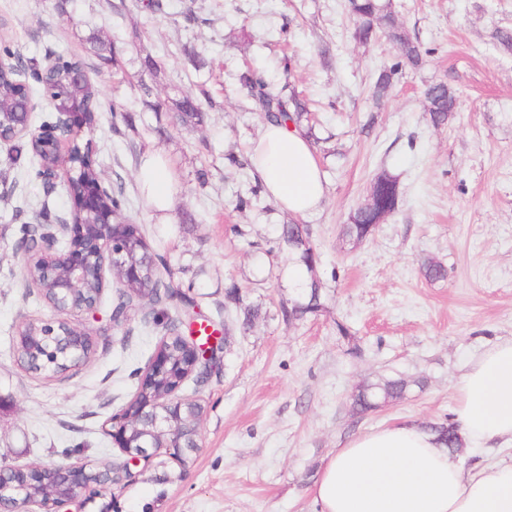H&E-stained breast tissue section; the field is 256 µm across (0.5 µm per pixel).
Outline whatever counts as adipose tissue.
Listing matches in <instances>:
<instances>
[{
    "label": "adipose tissue",
    "mask_w": 512,
    "mask_h": 512,
    "mask_svg": "<svg viewBox=\"0 0 512 512\" xmlns=\"http://www.w3.org/2000/svg\"><path fill=\"white\" fill-rule=\"evenodd\" d=\"M250 160L269 195L303 215L326 188L307 137L265 123ZM156 223L170 221L174 189L161 155L148 154L137 175ZM455 420L467 447H512V339L485 350L456 384ZM319 512H512V463L464 469L458 454L425 426L402 421L336 449L308 489Z\"/></svg>",
    "instance_id": "obj_1"
}]
</instances>
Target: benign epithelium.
Returning <instances> with one entry per match:
<instances>
[{
	"label": "benign epithelium",
	"instance_id": "obj_1",
	"mask_svg": "<svg viewBox=\"0 0 512 512\" xmlns=\"http://www.w3.org/2000/svg\"><path fill=\"white\" fill-rule=\"evenodd\" d=\"M94 113L84 110L68 109L56 112L55 121L35 131L25 127L31 136L43 139L50 146L57 147V163L46 173L44 181L48 191H54L61 185L66 190L80 182L81 173L61 141V129H68L78 135H86L85 154H94L92 130ZM105 189L102 185L90 187L81 195L80 219L66 225L70 231V246L65 251L58 248L59 238L51 232L40 231L41 243L36 257L40 258L43 270L53 276L55 281L54 300L51 307L58 312L73 315L89 313L97 304L77 301L76 291L85 282L96 281L105 284V269H110L121 284L131 280L140 284L137 289L144 298L152 287L153 255L146 241L140 242L143 258L134 263L128 261L126 247L116 240L115 225L112 224V212L104 206ZM90 337L82 329L69 325V332L61 339L47 340V352L64 355L75 366L83 361L80 352ZM179 389L141 403V409L132 414L127 409L112 415L110 436L116 447L127 456V461L116 467L119 480L130 481L135 478L131 467L149 466L159 456L157 447L178 453L182 465L186 453L199 447L197 421L199 415L189 417L193 427L192 443L186 445L177 435L171 423L181 415L187 405L185 398L178 395ZM166 436L161 445L154 438ZM88 465L81 463L59 464L51 466L29 465L22 468L8 464L0 459V512H62V506L76 503L88 490ZM41 485L45 491L40 497L30 495V486Z\"/></svg>",
	"mask_w": 512,
	"mask_h": 512
}]
</instances>
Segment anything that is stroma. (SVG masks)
Here are the masks:
<instances>
[{
	"mask_svg": "<svg viewBox=\"0 0 512 512\" xmlns=\"http://www.w3.org/2000/svg\"><path fill=\"white\" fill-rule=\"evenodd\" d=\"M187 0H168L166 14L137 9L115 14L107 0H0V35L26 58L46 52L81 56L102 94L96 112L95 155L107 183H123L128 210L152 251L167 261L165 276L193 279L199 310L224 318V288L236 283L262 316L229 337L219 369L204 383L187 381L182 397L203 406L200 446L185 465L166 462L134 482L91 497L84 512H317L306 489L336 448L361 433L404 419L422 424L451 418L454 384L486 348L512 338V52L493 37L512 31V0H390L404 33L425 52L404 68L384 100L373 95L379 73L396 60L386 41L359 43L347 0H196L208 22L185 27ZM98 34L126 47L122 71L98 72L88 38ZM291 56L282 66V56ZM155 59L157 74L144 72ZM259 68L275 85H290L312 114L327 150L314 155L326 185L318 208L293 215L269 196L246 210L235 200L252 178L227 152L247 158L264 123L239 82ZM138 74L165 104L207 89L219 101L202 126H173L144 110L130 87ZM442 82L458 96L457 114L442 127L428 116L425 90ZM133 116L134 129H112V105ZM0 145V457L16 465L124 456L109 420L134 397L163 332L140 307L120 325L107 277L97 318L74 325L93 338L94 353L69 372L48 377L20 367L14 340L27 322H56L28 285L17 250L21 224L49 198V225L69 219L63 189L45 195L22 181L25 161L10 162ZM160 152L175 190L171 221L150 217L137 173L148 152ZM210 173L199 185L196 172ZM394 175L395 213L360 243L343 228L364 204L375 177ZM308 225L324 285L322 312L292 325L281 301L297 296L291 259L274 244L284 224ZM448 270L431 282L420 262ZM344 323L351 339L336 333ZM357 344L361 356L349 354ZM402 377L405 398L365 416L350 395L360 383ZM425 387H418V380Z\"/></svg>",
	"mask_w": 512,
	"mask_h": 512,
	"instance_id": "1",
	"label": "stroma"
}]
</instances>
